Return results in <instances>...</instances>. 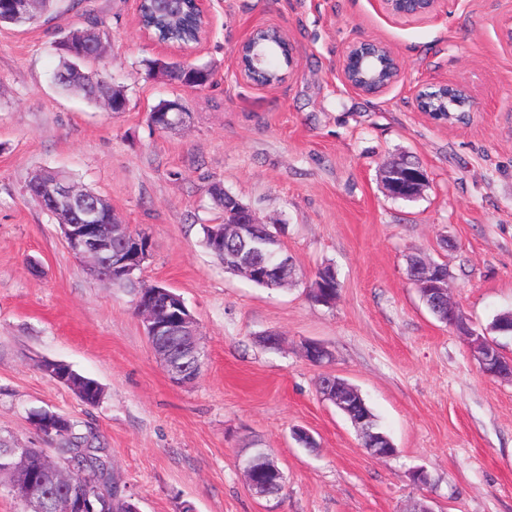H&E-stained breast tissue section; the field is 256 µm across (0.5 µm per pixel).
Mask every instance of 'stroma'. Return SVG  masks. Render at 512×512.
<instances>
[{
    "mask_svg": "<svg viewBox=\"0 0 512 512\" xmlns=\"http://www.w3.org/2000/svg\"><path fill=\"white\" fill-rule=\"evenodd\" d=\"M209 28L181 51L148 39L136 0H58L31 25H0V436L46 447L29 425L46 409L96 432L141 512H512V381L484 375L464 337L433 317L407 275L417 255L446 264L470 326L485 334L512 310V0H444L432 20L402 22L374 0H205ZM111 39L99 64L128 107L111 112L53 81L55 46L87 19ZM288 38V79H239L235 46L256 27ZM386 44L403 76L388 91L346 86L353 42ZM212 69L205 90L148 72L147 61ZM457 82L478 109L448 125L417 111L419 85ZM180 99L168 131L153 106ZM418 164L419 197H391L382 168ZM39 170H62L148 235L137 273L181 295L205 353L201 374L173 383L144 334L130 289L90 277L56 221L29 197ZM278 227L297 274L277 288L228 272L203 227L224 210L211 185ZM336 301L314 302L321 267ZM278 347L263 346L267 333ZM321 343L315 364L304 341ZM95 379L83 403L40 364ZM331 374L355 386L395 452L371 457L352 422L319 392ZM306 429L315 445L293 438ZM271 451L278 497L248 488L242 461ZM427 485H417L416 471ZM177 100L178 99L162 101L153 108L152 112L149 113L150 122V116L154 112L152 117V123L156 129L161 131H167L179 127L186 122V116L188 115V113L180 104L175 105L172 108V112H160L169 107L170 105H172L173 103H175Z\"/></svg>",
    "mask_w": 512,
    "mask_h": 512,
    "instance_id": "obj_1",
    "label": "stroma"
}]
</instances>
